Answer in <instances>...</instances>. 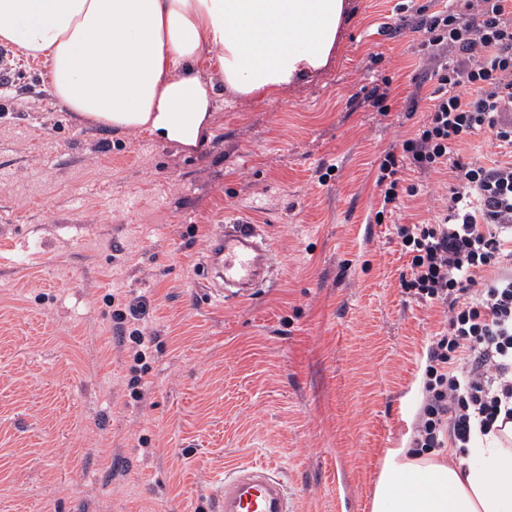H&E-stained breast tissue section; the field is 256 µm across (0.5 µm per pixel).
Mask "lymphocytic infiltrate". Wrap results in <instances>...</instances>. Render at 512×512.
Masks as SVG:
<instances>
[{
  "mask_svg": "<svg viewBox=\"0 0 512 512\" xmlns=\"http://www.w3.org/2000/svg\"><path fill=\"white\" fill-rule=\"evenodd\" d=\"M415 13L421 52L435 63L427 116L384 155L376 184L391 213L417 193L403 170L449 177L439 222L397 227L404 288L448 313L428 352L409 449L418 456L471 447L512 421V0H450ZM478 137L492 154L465 153Z\"/></svg>",
  "mask_w": 512,
  "mask_h": 512,
  "instance_id": "1",
  "label": "lymphocytic infiltrate"
}]
</instances>
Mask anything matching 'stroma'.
<instances>
[{"instance_id":"obj_1","label":"stroma","mask_w":512,"mask_h":512,"mask_svg":"<svg viewBox=\"0 0 512 512\" xmlns=\"http://www.w3.org/2000/svg\"><path fill=\"white\" fill-rule=\"evenodd\" d=\"M401 2L349 0L334 63L275 97L219 90L191 154L80 120L47 62L19 55L0 97V512H215L225 469L256 460L298 512H371L447 326L402 288L397 237L433 221L446 177L404 171L417 195L375 219L378 166L432 87ZM234 213L276 270L219 303L202 265ZM140 295L141 363V323L116 317Z\"/></svg>"}]
</instances>
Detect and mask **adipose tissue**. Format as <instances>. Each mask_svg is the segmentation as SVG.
Returning <instances> with one entry per match:
<instances>
[{"mask_svg":"<svg viewBox=\"0 0 512 512\" xmlns=\"http://www.w3.org/2000/svg\"><path fill=\"white\" fill-rule=\"evenodd\" d=\"M346 0H0V41L48 62L52 93L82 120L147 130L195 152L215 88L198 74L217 54L224 86L271 98L335 59ZM504 439L447 457L390 452L372 512H512V423Z\"/></svg>","mask_w":512,"mask_h":512,"instance_id":"obj_1","label":"adipose tissue"}]
</instances>
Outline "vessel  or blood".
I'll return each mask as SVG.
<instances>
[{"label":"vessel or blood","mask_w":512,"mask_h":512,"mask_svg":"<svg viewBox=\"0 0 512 512\" xmlns=\"http://www.w3.org/2000/svg\"><path fill=\"white\" fill-rule=\"evenodd\" d=\"M205 277L220 299L251 296L266 284L272 254L257 225L244 218L227 220L207 249ZM214 497L220 512H295L296 498L276 467L244 462L225 473Z\"/></svg>","instance_id":"b4317fda"}]
</instances>
